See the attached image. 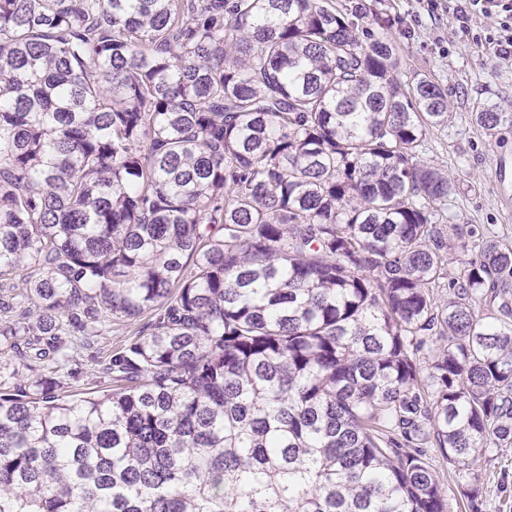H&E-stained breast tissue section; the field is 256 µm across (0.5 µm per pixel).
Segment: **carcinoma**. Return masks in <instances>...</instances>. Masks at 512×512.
<instances>
[{
  "label": "carcinoma",
  "instance_id": "obj_1",
  "mask_svg": "<svg viewBox=\"0 0 512 512\" xmlns=\"http://www.w3.org/2000/svg\"><path fill=\"white\" fill-rule=\"evenodd\" d=\"M374 16L373 30L367 22ZM336 0H0V512H448L512 447V241L448 270V90ZM487 131L509 120L476 102ZM448 289V299L438 289ZM93 357L112 380L57 394ZM150 318L148 316L140 317L137 320L133 321H120L112 323V332L107 334L106 336L98 337L96 343L87 350H80L75 354V359L77 363L82 364V368L84 371H89L88 373H83L78 378L69 381L70 384L67 385V388L64 389L65 393L61 395H70L74 397H83L86 393L95 391L97 387H104L103 385L107 381V378H99L101 375H90L91 370L93 369V364L91 361V357L95 355L96 351L101 348L102 351H106L107 349L112 350V353L120 350L129 339L137 336L139 331L146 326L149 322ZM97 382H94L96 381ZM102 383H98V382ZM108 382V381H107ZM432 457V463L439 471L441 480L444 482L445 486H448L449 489L448 510L451 512H470L466 501L462 503L456 491L457 484L462 480L458 474V471L449 465L439 452H434Z\"/></svg>",
  "mask_w": 512,
  "mask_h": 512
}]
</instances>
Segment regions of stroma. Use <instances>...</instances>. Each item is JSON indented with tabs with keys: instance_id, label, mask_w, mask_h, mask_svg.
Here are the masks:
<instances>
[{
	"instance_id": "1",
	"label": "stroma",
	"mask_w": 512,
	"mask_h": 512,
	"mask_svg": "<svg viewBox=\"0 0 512 512\" xmlns=\"http://www.w3.org/2000/svg\"><path fill=\"white\" fill-rule=\"evenodd\" d=\"M383 9L395 20L390 32L405 76L429 75L448 91L452 118L429 133L424 152L454 184L443 233L482 224L512 240V126L492 136L471 118L479 101L512 113V61L487 50L493 20L477 18L464 33L448 13L429 14L422 0H383ZM476 467L484 482L481 512H512V447L491 449Z\"/></svg>"
}]
</instances>
